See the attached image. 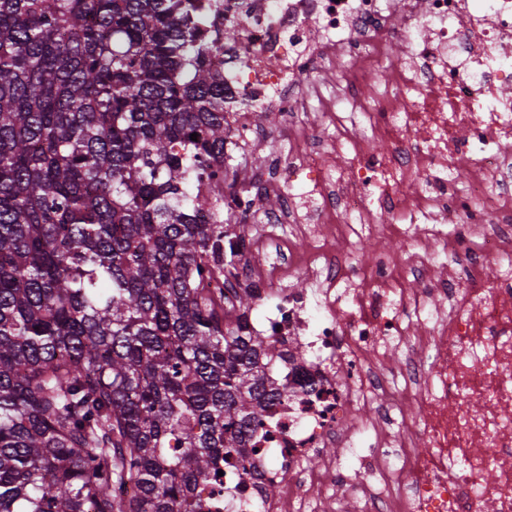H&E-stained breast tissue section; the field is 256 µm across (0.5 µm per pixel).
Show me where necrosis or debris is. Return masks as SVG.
I'll return each instance as SVG.
<instances>
[{"instance_id":"necrosis-or-debris-1","label":"necrosis or debris","mask_w":512,"mask_h":512,"mask_svg":"<svg viewBox=\"0 0 512 512\" xmlns=\"http://www.w3.org/2000/svg\"><path fill=\"white\" fill-rule=\"evenodd\" d=\"M201 26L224 34L225 161L255 148L257 112L288 132L265 181L279 207L224 192L248 254L211 289L228 310L247 286L273 301L264 332L295 355L245 462L225 464L223 492L204 489L210 512H335L339 499L360 512H512V0H223ZM327 60L343 63L339 86L320 78ZM318 140L344 165L318 168ZM380 140L387 154L373 153ZM442 222L473 225L478 242L435 231ZM261 224L284 228L281 247ZM302 224L334 225L330 245L296 252ZM365 233L408 249L363 261L353 240ZM436 258L465 287L434 277ZM304 272L323 276L320 297L289 288ZM406 405L415 414L386 429ZM331 444L339 456H320Z\"/></svg>"}]
</instances>
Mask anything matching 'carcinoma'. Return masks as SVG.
Returning <instances> with one entry per match:
<instances>
[{
  "mask_svg": "<svg viewBox=\"0 0 512 512\" xmlns=\"http://www.w3.org/2000/svg\"><path fill=\"white\" fill-rule=\"evenodd\" d=\"M202 9L0 0V512H203L285 392L208 288L245 243Z\"/></svg>",
  "mask_w": 512,
  "mask_h": 512,
  "instance_id": "obj_1",
  "label": "carcinoma"
}]
</instances>
